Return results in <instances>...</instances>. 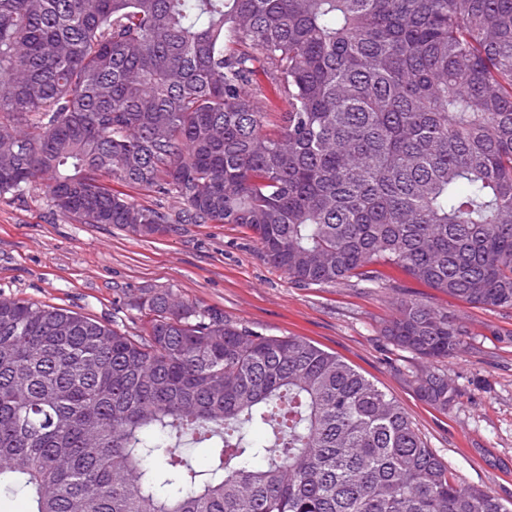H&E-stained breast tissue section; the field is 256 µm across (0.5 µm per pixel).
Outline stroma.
<instances>
[{
  "label": "stroma",
  "mask_w": 512,
  "mask_h": 512,
  "mask_svg": "<svg viewBox=\"0 0 512 512\" xmlns=\"http://www.w3.org/2000/svg\"><path fill=\"white\" fill-rule=\"evenodd\" d=\"M382 273L380 287L304 288L234 224H178L146 238L67 221L37 182L0 197V293L128 326L126 297L153 286L265 335L302 337L392 395L467 484L512 501V310L473 307L395 266ZM404 298L447 310L468 332L464 354L441 364L458 390L448 412L418 400L408 377L422 361L381 334Z\"/></svg>",
  "instance_id": "1"
}]
</instances>
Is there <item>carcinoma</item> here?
Returning a JSON list of instances; mask_svg holds the SVG:
<instances>
[{
  "label": "carcinoma",
  "mask_w": 512,
  "mask_h": 512,
  "mask_svg": "<svg viewBox=\"0 0 512 512\" xmlns=\"http://www.w3.org/2000/svg\"><path fill=\"white\" fill-rule=\"evenodd\" d=\"M35 182L76 224H238L299 286L388 264L512 309V0H0V197ZM126 306L141 333L0 294V493L27 512H512L336 355L166 288ZM382 336L450 409L465 327L403 299ZM106 184L111 186L114 190L126 193L131 199H133L135 202L141 205L150 206L154 208L163 207L166 209L168 207L172 208L176 206V203L173 199L169 198L168 196L161 195L154 190L124 186L120 183H117L114 180H107Z\"/></svg>",
  "instance_id": "carcinoma-1"
}]
</instances>
